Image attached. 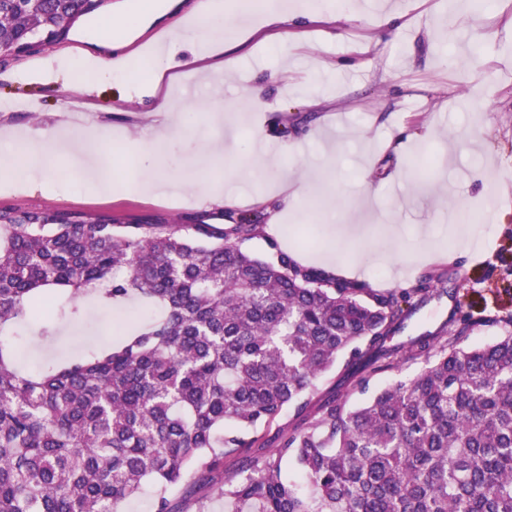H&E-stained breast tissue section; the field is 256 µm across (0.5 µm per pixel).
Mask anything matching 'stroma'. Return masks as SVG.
<instances>
[{
  "mask_svg": "<svg viewBox=\"0 0 512 512\" xmlns=\"http://www.w3.org/2000/svg\"><path fill=\"white\" fill-rule=\"evenodd\" d=\"M452 5L453 0H310L314 14L359 7L365 21H339L335 39L327 36L326 25H309L305 46L291 55L241 54L234 78L215 92L189 79L190 53L180 47L163 78L173 110L211 98L248 119L218 128L207 108H198L183 133L156 150L158 172L149 198L137 188L138 138L149 121L148 107L126 101L122 81L97 76L96 90L85 103L99 146L112 151L118 188L95 195V177L62 153L55 168L36 169L30 191L0 192V207L54 205L105 211L122 222L168 224L195 216L185 197L208 188L239 199V212L252 213L251 197L268 191L270 182L237 166L248 156L273 157L285 170L308 173L311 182L300 216L261 223L246 249L262 256L284 242L296 256L328 248L339 266L363 262L389 290L414 287L425 275L450 267L453 293L431 297L406 332L418 334L466 310L469 345L485 344L504 332L498 316L512 312V0H470L475 24L499 32L478 44L463 28L449 41L428 34V24L442 23ZM392 8L407 21L397 35L381 24ZM367 35L381 37L378 53H357ZM18 65L0 54V127L56 128L76 89L63 82L15 83L10 74ZM286 67L293 81L280 79ZM246 90L265 102L264 111L248 112ZM430 127L436 133L429 138ZM214 138L223 143V158L201 183L195 166L205 142ZM364 170L380 188L376 196L363 192ZM463 213L485 239L467 253L458 250ZM459 288L464 297H456ZM120 313L134 325L150 316L135 301L112 308L93 304L89 322L56 318L53 341L40 340L37 322L15 325L0 334V341L13 347L19 366L36 371L109 347L112 320Z\"/></svg>",
  "mask_w": 512,
  "mask_h": 512,
  "instance_id": "obj_1",
  "label": "stroma"
}]
</instances>
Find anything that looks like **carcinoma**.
<instances>
[{
    "instance_id": "cac0c4a2",
    "label": "carcinoma",
    "mask_w": 512,
    "mask_h": 512,
    "mask_svg": "<svg viewBox=\"0 0 512 512\" xmlns=\"http://www.w3.org/2000/svg\"><path fill=\"white\" fill-rule=\"evenodd\" d=\"M93 12L0 0V50L42 30L65 40ZM258 226L0 207V328L43 316L48 298L73 319L90 293L161 308L47 374L0 345V512H118L148 479L154 512H186L206 487L227 512H512V331L467 346L462 317L394 344L412 298L448 272L377 294L276 248L247 252Z\"/></svg>"
}]
</instances>
